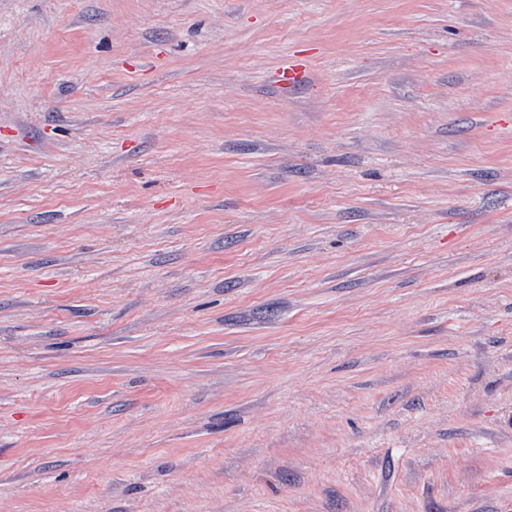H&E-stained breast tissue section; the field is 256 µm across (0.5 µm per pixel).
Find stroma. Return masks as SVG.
Returning <instances> with one entry per match:
<instances>
[{
	"instance_id": "stroma-1",
	"label": "stroma",
	"mask_w": 512,
	"mask_h": 512,
	"mask_svg": "<svg viewBox=\"0 0 512 512\" xmlns=\"http://www.w3.org/2000/svg\"><path fill=\"white\" fill-rule=\"evenodd\" d=\"M0 512H512V0H0Z\"/></svg>"
}]
</instances>
